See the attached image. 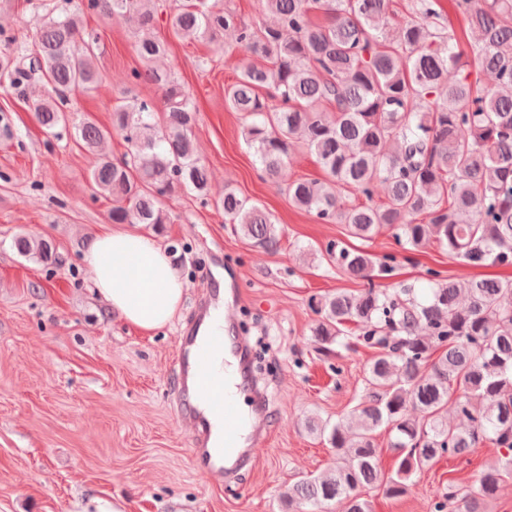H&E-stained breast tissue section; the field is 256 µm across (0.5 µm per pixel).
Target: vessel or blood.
<instances>
[{"mask_svg":"<svg viewBox=\"0 0 512 512\" xmlns=\"http://www.w3.org/2000/svg\"><path fill=\"white\" fill-rule=\"evenodd\" d=\"M222 305L218 293L209 292L179 337L173 394L179 421L194 430L191 452L197 469L227 481L257 457L270 438V426L267 396L258 383L249 387L252 407L238 399L249 367L244 339L220 327H203Z\"/></svg>","mask_w":512,"mask_h":512,"instance_id":"vessel-or-blood-1","label":"vessel or blood"}]
</instances>
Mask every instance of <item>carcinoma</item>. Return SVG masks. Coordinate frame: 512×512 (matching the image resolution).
Wrapping results in <instances>:
<instances>
[{
  "mask_svg": "<svg viewBox=\"0 0 512 512\" xmlns=\"http://www.w3.org/2000/svg\"><path fill=\"white\" fill-rule=\"evenodd\" d=\"M275 17L249 25L218 0H183L167 13L174 36L216 43L234 32L253 59L224 90L231 109L247 120L264 176L275 181L292 151L314 153L323 181L296 179L291 204L324 224H343L369 241L389 226L407 250L430 243L469 265L512 264V0H454L478 41L460 49L451 29L436 26V0H414L412 15L390 23L391 0H262ZM112 20L133 17L141 67L133 84L162 91L164 118L154 102L126 94L112 108L111 127L87 116L74 124L69 95L104 80L97 65L99 37L84 28V11ZM321 13L324 22L312 15ZM164 8L157 0H86L84 6L39 17L34 53L10 49L3 38L0 79L31 91L36 121L55 137L73 132L88 151L107 135L123 136L122 158L105 155L91 173L97 194L111 202L114 224L172 223L163 200L208 196L207 169L196 153L197 113L173 73L154 66L166 53L158 32ZM490 73L496 85L485 86ZM332 112L324 111L325 105ZM387 199L373 202L375 184ZM365 198L347 203L350 193ZM242 237L275 250L279 237L269 214L233 188L216 202ZM18 251L42 262L53 257L43 238L21 235ZM328 260L348 276L372 281L389 274L394 257L327 245ZM467 305H458L460 295ZM319 320L320 351L377 350L368 364L354 420L334 425L310 417L307 429L328 435L333 467L288 487V508L334 502L342 512H371L362 490L377 483L398 497L408 481L439 458H464L490 442L512 451V280L472 277L430 282L421 292L368 287L338 290L311 301ZM454 401L459 424L448 422ZM385 426L399 455L394 471L379 469L376 430ZM512 478V457L487 466L478 488H448L434 512H488L500 483Z\"/></svg>",
  "mask_w": 512,
  "mask_h": 512,
  "instance_id": "cac0c4a2",
  "label": "carcinoma"
}]
</instances>
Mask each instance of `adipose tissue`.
<instances>
[{
	"instance_id": "ef3b65f1",
	"label": "adipose tissue",
	"mask_w": 512,
	"mask_h": 512,
	"mask_svg": "<svg viewBox=\"0 0 512 512\" xmlns=\"http://www.w3.org/2000/svg\"><path fill=\"white\" fill-rule=\"evenodd\" d=\"M83 262L109 310L142 332L169 324L181 308L186 283L163 248L143 233L105 230L86 247Z\"/></svg>"
}]
</instances>
